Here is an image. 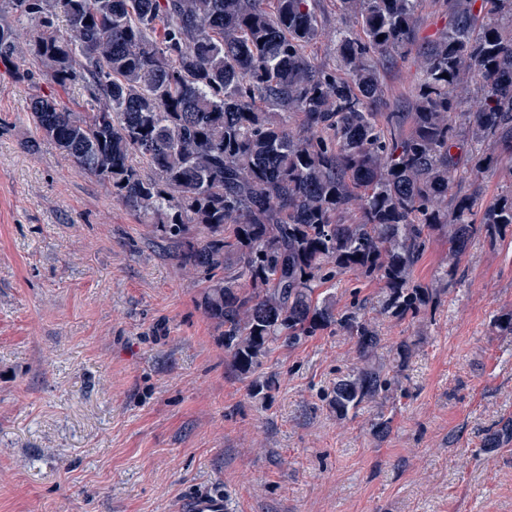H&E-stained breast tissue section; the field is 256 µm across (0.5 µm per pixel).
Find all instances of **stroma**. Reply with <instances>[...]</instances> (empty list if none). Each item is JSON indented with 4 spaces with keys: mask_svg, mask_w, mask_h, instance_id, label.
<instances>
[{
    "mask_svg": "<svg viewBox=\"0 0 512 512\" xmlns=\"http://www.w3.org/2000/svg\"><path fill=\"white\" fill-rule=\"evenodd\" d=\"M307 48L335 60L337 25ZM415 57L384 71L386 111L412 108ZM28 83L0 66V512H182L198 494L230 512H512V242L468 245L440 303L412 321L380 312L378 281L348 274L340 306L366 304L377 360L413 341L393 399L338 418V372L357 361L332 326L278 347L257 393L198 301L202 277L173 244L43 140ZM392 420L387 437L372 425Z\"/></svg>",
    "mask_w": 512,
    "mask_h": 512,
    "instance_id": "obj_1",
    "label": "stroma"
}]
</instances>
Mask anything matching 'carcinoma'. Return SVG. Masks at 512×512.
<instances>
[{"label": "carcinoma", "mask_w": 512, "mask_h": 512, "mask_svg": "<svg viewBox=\"0 0 512 512\" xmlns=\"http://www.w3.org/2000/svg\"><path fill=\"white\" fill-rule=\"evenodd\" d=\"M337 2L360 33L336 27L334 69L305 54L318 0L273 12L264 0H0V63L29 55L51 85L83 87L75 112L16 71L36 88L27 111L41 137L203 274L200 306L240 374L331 325L354 338L358 363L329 399L346 418L388 398L397 374L373 362L381 337L362 304L341 309L319 288L376 280L381 312L412 321L470 243L512 226V183L489 203L481 190L491 169L512 176V0H446L448 21L421 42L420 0ZM25 22L36 35L23 44ZM413 52L412 111H378L376 62ZM456 177L469 189L451 191ZM437 234L448 265L419 284L413 268ZM509 443L512 420L488 440Z\"/></svg>", "instance_id": "1"}]
</instances>
